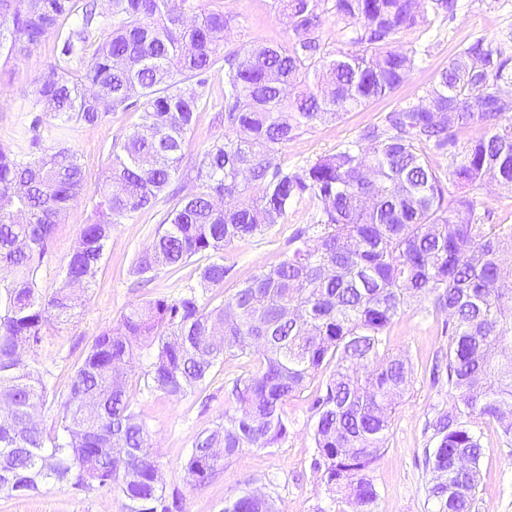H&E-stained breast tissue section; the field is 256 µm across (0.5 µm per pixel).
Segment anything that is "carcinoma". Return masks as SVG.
I'll return each instance as SVG.
<instances>
[{
  "instance_id": "carcinoma-1",
  "label": "carcinoma",
  "mask_w": 512,
  "mask_h": 512,
  "mask_svg": "<svg viewBox=\"0 0 512 512\" xmlns=\"http://www.w3.org/2000/svg\"><path fill=\"white\" fill-rule=\"evenodd\" d=\"M288 41L226 49L236 18L224 0H109L107 13L78 0H0V55L25 54L50 37L72 74L48 63L32 109L58 134L96 125L110 112H140L112 140L107 167L89 191L79 154L53 147L25 152L40 118L0 143V492L45 484L117 492L127 512H174L134 410L129 366L153 350L144 385L170 397L202 387L224 357L255 370L236 379L224 419L195 438L186 483L205 485L224 461L278 444L288 432L282 406L323 367H332L313 402V468L334 512H376L371 473L384 448L396 400L410 385L405 356L387 347L393 320L429 302L448 327L446 368L452 403L428 422L425 464L435 512H470L484 455L476 419L512 440V225L484 224L470 190H512V56L490 40L468 43L426 89L430 107L387 113L358 141L289 168L278 147L307 128L333 124L404 84L416 53L399 35L451 21L458 0H274ZM342 24L345 43L325 49L323 17ZM91 59L84 61L87 51ZM224 70V137L196 154L200 191L163 215L150 250L130 261L144 281L202 258L176 298L133 306L93 340L46 431L36 419L49 371L28 351L53 324L75 315V286L94 281L112 226L153 207L178 173L186 137L209 105L207 74ZM448 154V172L429 150ZM262 195H250L253 187ZM91 196L95 219L80 225L64 275L49 293L41 270L57 224ZM303 201L313 224L295 233L278 264L262 267L216 300L229 269L224 246L262 237ZM224 512H274L242 491Z\"/></svg>"
}]
</instances>
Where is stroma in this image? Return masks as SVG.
<instances>
[{"mask_svg": "<svg viewBox=\"0 0 512 512\" xmlns=\"http://www.w3.org/2000/svg\"><path fill=\"white\" fill-rule=\"evenodd\" d=\"M224 9L237 18L228 36L235 44L260 45L288 38L273 0H224ZM477 38L492 40L512 54V0H460L452 21L435 24L427 31L401 34L400 47L416 51L418 58L408 80L390 97L350 112L340 122L308 128L280 147L282 162L291 167L312 162L344 143L358 140L364 129L380 124L385 113L418 103L460 49ZM54 54V43L48 40L21 58L0 60L1 142H10L17 128L32 121L31 90ZM209 87L210 106L186 139L184 152L189 159L224 134L218 120L223 73L211 74ZM138 122V112L131 110L109 113L95 126H74L65 145L79 153L89 185H96L100 179L107 163L106 148L113 137L124 135ZM170 204L169 195H161L140 218L114 225L98 276L90 288L81 292L84 305L78 317L45 336L30 351L32 362L50 370L54 391H66L94 337L122 313L150 299L179 296L192 280L194 268L190 265L177 273L159 270L142 288L136 287L128 274V258L151 248L157 225ZM91 207L90 199H81L58 225L42 268L43 291L57 285L60 272L78 244L79 226L86 222ZM312 221L313 210L303 202L289 211L286 223L274 226L265 238L227 245L224 264L230 272L220 296L230 297L259 268L276 265L287 252L289 239ZM387 342L391 352L409 358L413 375L392 415L383 454L373 473L379 493L377 512H432L428 501L432 475L423 465L424 450L431 441L424 427L428 417L448 406L446 378L436 379L431 374L436 358L448 349V332L442 318L414 306L394 320ZM252 368L247 359L225 358L205 385L179 398L143 390L136 383L131 386L135 409L148 425L166 495L179 499L181 512H222L225 501L245 488L273 497L277 512H317L330 506L321 475L311 466L315 421L312 403L326 380L323 371L310 379L300 394L285 402L288 433L277 445L247 450L226 460L223 472L203 487L194 489L185 483L182 465L193 440L222 421L234 381ZM483 432L485 454L472 512H512V442L499 439L491 426H484ZM0 512H126V501L113 492L48 485L22 496L0 493Z\"/></svg>", "mask_w": 512, "mask_h": 512, "instance_id": "obj_1", "label": "stroma"}]
</instances>
